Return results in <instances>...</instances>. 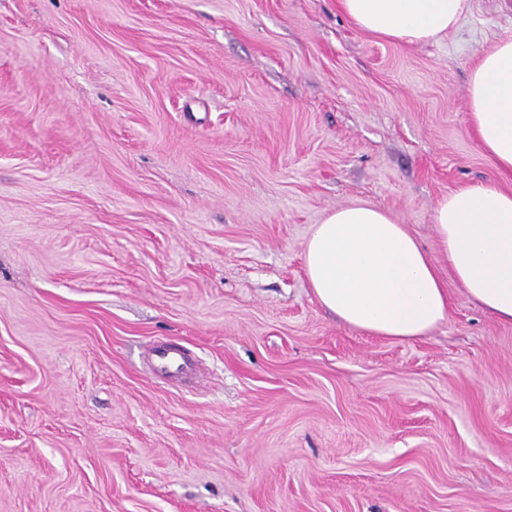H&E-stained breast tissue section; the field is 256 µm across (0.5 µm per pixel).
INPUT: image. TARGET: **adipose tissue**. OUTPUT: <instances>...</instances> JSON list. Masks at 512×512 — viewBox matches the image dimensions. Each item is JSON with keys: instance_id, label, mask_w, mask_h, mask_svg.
I'll use <instances>...</instances> for the list:
<instances>
[{"instance_id": "1", "label": "adipose tissue", "mask_w": 512, "mask_h": 512, "mask_svg": "<svg viewBox=\"0 0 512 512\" xmlns=\"http://www.w3.org/2000/svg\"><path fill=\"white\" fill-rule=\"evenodd\" d=\"M358 29L417 45L453 30L471 0H337ZM469 117L499 174L512 176V36L477 56L469 76ZM439 250L467 297L512 324V190L466 184L434 210ZM304 269L319 304L366 334L403 342L426 335L449 312L448 290L406 225L367 203L337 208L314 225Z\"/></svg>"}]
</instances>
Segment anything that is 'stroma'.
I'll use <instances>...</instances> for the list:
<instances>
[{
  "label": "stroma",
  "mask_w": 512,
  "mask_h": 512,
  "mask_svg": "<svg viewBox=\"0 0 512 512\" xmlns=\"http://www.w3.org/2000/svg\"><path fill=\"white\" fill-rule=\"evenodd\" d=\"M506 36L512 0L424 45L336 0H0V512H512V325L434 233L497 176L467 82ZM355 202L445 277L427 336L314 298ZM149 358L153 373L168 380L190 376L197 370L196 361L186 350L170 344H156Z\"/></svg>",
  "instance_id": "1"
}]
</instances>
